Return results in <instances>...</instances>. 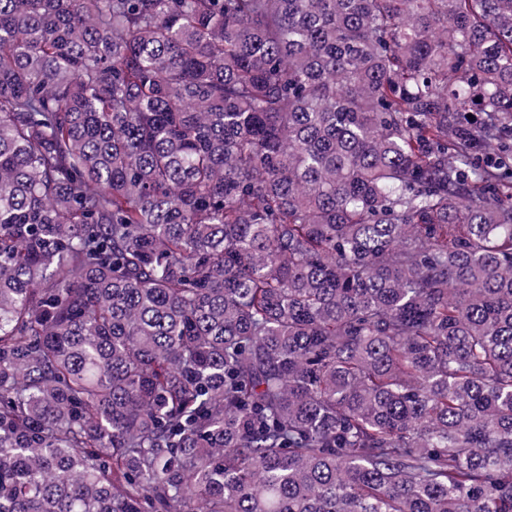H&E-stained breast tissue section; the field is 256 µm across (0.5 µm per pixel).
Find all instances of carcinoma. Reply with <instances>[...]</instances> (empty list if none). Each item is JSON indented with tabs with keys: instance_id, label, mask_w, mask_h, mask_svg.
<instances>
[{
	"instance_id": "obj_1",
	"label": "carcinoma",
	"mask_w": 512,
	"mask_h": 512,
	"mask_svg": "<svg viewBox=\"0 0 512 512\" xmlns=\"http://www.w3.org/2000/svg\"><path fill=\"white\" fill-rule=\"evenodd\" d=\"M0 512H512V0H0Z\"/></svg>"
}]
</instances>
